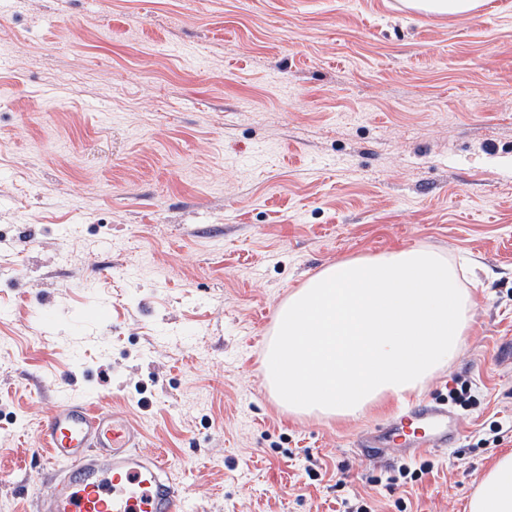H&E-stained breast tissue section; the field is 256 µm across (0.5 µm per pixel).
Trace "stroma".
I'll return each mask as SVG.
<instances>
[{
    "label": "stroma",
    "instance_id": "35a3bbf8",
    "mask_svg": "<svg viewBox=\"0 0 512 512\" xmlns=\"http://www.w3.org/2000/svg\"><path fill=\"white\" fill-rule=\"evenodd\" d=\"M407 246L477 264L456 359L391 409L289 417L279 304ZM0 268V512L47 492L66 396L126 411L197 512H467L512 451V0H0ZM461 386L457 447L354 452ZM407 6L426 13L468 15L479 9L482 0H407Z\"/></svg>",
    "mask_w": 512,
    "mask_h": 512
}]
</instances>
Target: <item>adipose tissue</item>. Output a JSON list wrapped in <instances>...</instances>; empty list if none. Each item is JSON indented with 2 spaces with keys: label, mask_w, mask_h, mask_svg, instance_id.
<instances>
[{
  "label": "adipose tissue",
  "mask_w": 512,
  "mask_h": 512,
  "mask_svg": "<svg viewBox=\"0 0 512 512\" xmlns=\"http://www.w3.org/2000/svg\"><path fill=\"white\" fill-rule=\"evenodd\" d=\"M462 264L409 247L336 261L277 310L265 381L296 418H357L422 388L457 356L477 304ZM468 512H512V452L496 457Z\"/></svg>",
  "instance_id": "1"
}]
</instances>
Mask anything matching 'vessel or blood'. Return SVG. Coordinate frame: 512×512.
I'll use <instances>...</instances> for the list:
<instances>
[{
  "label": "vessel or blood",
  "mask_w": 512,
  "mask_h": 512,
  "mask_svg": "<svg viewBox=\"0 0 512 512\" xmlns=\"http://www.w3.org/2000/svg\"><path fill=\"white\" fill-rule=\"evenodd\" d=\"M461 436L446 403L424 400L401 410L355 446L381 456L455 447ZM38 455L54 479L37 512H195L168 475L165 456L144 453L142 433L118 411L88 398H65L38 425Z\"/></svg>",
  "instance_id": "1"
}]
</instances>
